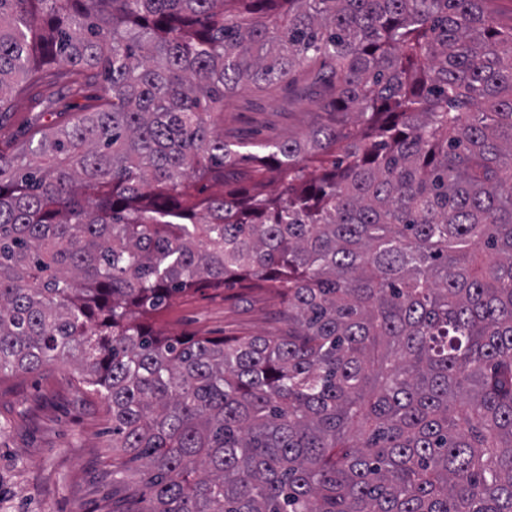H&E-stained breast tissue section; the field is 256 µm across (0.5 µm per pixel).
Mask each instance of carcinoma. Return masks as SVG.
Masks as SVG:
<instances>
[{"label": "carcinoma", "mask_w": 512, "mask_h": 512, "mask_svg": "<svg viewBox=\"0 0 512 512\" xmlns=\"http://www.w3.org/2000/svg\"><path fill=\"white\" fill-rule=\"evenodd\" d=\"M487 0H0V375L76 365L100 512H512V26ZM316 69L242 153L224 97ZM264 290L271 336L152 327ZM40 93L53 95L57 100L58 109L63 111L66 108L69 111L63 112L61 115L45 114L43 116L45 123L60 119L69 120L76 115L77 105L82 103L80 99L72 98L61 85L45 86L12 98L9 113L0 122L1 148L6 149L9 145L21 143L25 139L30 125L32 126L35 116L41 109Z\"/></svg>", "instance_id": "cac0c4a2"}]
</instances>
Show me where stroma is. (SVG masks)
Here are the masks:
<instances>
[{
  "mask_svg": "<svg viewBox=\"0 0 512 512\" xmlns=\"http://www.w3.org/2000/svg\"><path fill=\"white\" fill-rule=\"evenodd\" d=\"M41 93L12 98L0 118V147L22 142L41 109ZM324 99L307 70L293 83L251 86L224 101V139L253 150L313 128ZM177 301L165 334L270 335L279 307L256 292ZM112 422L105 404L83 393L75 367L57 363L35 374L0 378V512H96L112 494Z\"/></svg>",
  "mask_w": 512,
  "mask_h": 512,
  "instance_id": "35a3bbf8",
  "label": "stroma"
}]
</instances>
